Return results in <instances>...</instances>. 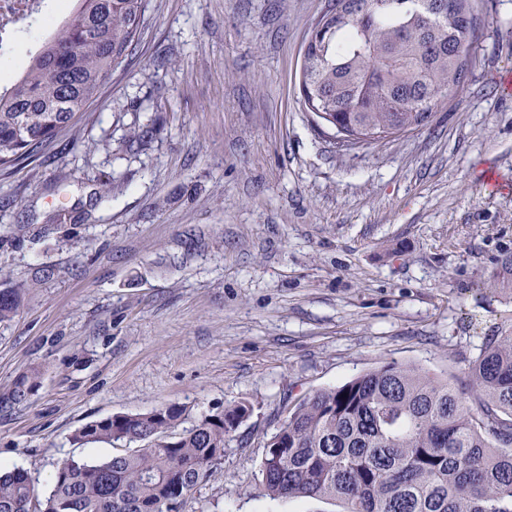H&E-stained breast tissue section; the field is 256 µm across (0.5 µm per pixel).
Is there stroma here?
Here are the masks:
<instances>
[{
	"mask_svg": "<svg viewBox=\"0 0 512 512\" xmlns=\"http://www.w3.org/2000/svg\"><path fill=\"white\" fill-rule=\"evenodd\" d=\"M0 44L19 72L67 0ZM334 0H148L132 51L73 127L0 169V466L48 495L56 465L132 443H72L85 423L162 404L181 429L253 410L180 512H338L261 491L278 412L375 367L464 389L484 336L512 327V0H475L458 89L429 122L339 150L304 103L302 53ZM51 277L41 278L43 269ZM22 286L0 289V323L11 321L19 313ZM37 374L20 376L7 390L0 392V410L10 409L25 400L37 385Z\"/></svg>",
	"mask_w": 512,
	"mask_h": 512,
	"instance_id": "35a3bbf8",
	"label": "stroma"
}]
</instances>
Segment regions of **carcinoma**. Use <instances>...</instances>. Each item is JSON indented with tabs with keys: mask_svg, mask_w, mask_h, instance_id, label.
Segmentation results:
<instances>
[{
	"mask_svg": "<svg viewBox=\"0 0 512 512\" xmlns=\"http://www.w3.org/2000/svg\"><path fill=\"white\" fill-rule=\"evenodd\" d=\"M24 69L0 91V168L38 154L132 53L147 0H72ZM303 51L306 109L350 144L405 133L460 83L457 53L474 38L471 0H336ZM21 287L0 289V323L20 311ZM474 402L419 367L388 363L319 389L289 408L264 443L261 485L273 499H327L342 512H512V330L485 337L468 373ZM37 374L0 392L25 400ZM240 401L181 433L186 408L90 421L72 440L145 442L98 462L58 463L40 500L29 474L0 470V512H179L206 483L226 438L251 413Z\"/></svg>",
	"mask_w": 512,
	"mask_h": 512,
	"instance_id": "cac0c4a2",
	"label": "carcinoma"
}]
</instances>
